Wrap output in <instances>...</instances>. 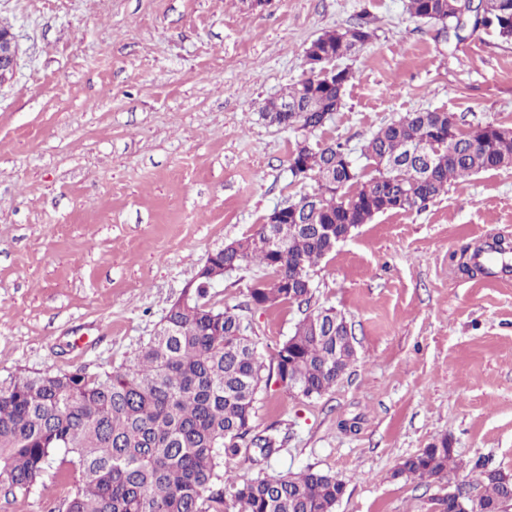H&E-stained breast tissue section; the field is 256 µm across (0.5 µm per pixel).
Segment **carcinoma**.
I'll list each match as a JSON object with an SVG mask.
<instances>
[{"instance_id": "carcinoma-1", "label": "carcinoma", "mask_w": 512, "mask_h": 512, "mask_svg": "<svg viewBox=\"0 0 512 512\" xmlns=\"http://www.w3.org/2000/svg\"><path fill=\"white\" fill-rule=\"evenodd\" d=\"M408 11L430 17L455 37L469 28L493 27L512 41V0H485L483 13L464 0H408ZM368 23L327 31L315 47L326 60L347 59L368 43ZM349 68L316 74L266 102L263 116L284 128L313 132L340 108ZM453 128L451 145L425 170L410 155ZM361 155L401 163L394 172L376 171L362 181L340 143L313 149L297 143L289 160L312 159L317 189L283 207L274 225L279 249L263 245L265 225L210 255L194 287L169 307L165 323L140 347L123 372L90 376L81 369L19 375L0 384V479L26 492L53 464L78 466V485L66 512H224L231 497L237 512H334L346 484L312 471L239 483L229 463L266 457L276 445L271 434L254 432L256 394L266 367L239 316L208 305V285L224 278V267L256 263L265 274L248 289L256 306L291 305L302 310L293 336L278 348L276 377L293 376L302 396L319 397L336 386L356 361L346 341V318L333 308L310 309L312 271L325 258L328 237L356 229L389 211L385 198H406L403 211L421 210L448 191V183L489 169L512 167V140L496 126L458 127L443 111L408 112L380 128ZM356 187L351 192L349 188ZM456 464L448 440L400 462L394 475L420 482L448 480ZM479 498L494 503L512 493L494 470L480 472Z\"/></svg>"}]
</instances>
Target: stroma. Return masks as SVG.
Here are the masks:
<instances>
[{
	"label": "stroma",
	"mask_w": 512,
	"mask_h": 512,
	"mask_svg": "<svg viewBox=\"0 0 512 512\" xmlns=\"http://www.w3.org/2000/svg\"><path fill=\"white\" fill-rule=\"evenodd\" d=\"M368 22L341 107L311 134L269 124L265 103L307 71L328 30ZM19 65L0 83V384L18 374L128 368L209 255L313 192L297 142L359 154L381 126L438 109L512 128V43L492 29L440 34L407 0H0ZM512 240V168L482 171L421 211L361 225L315 267L312 308L352 327L357 360L322 396L261 386L257 430L280 446L237 481L312 469L346 483L335 512H428L438 491L395 477L447 440L512 474V281L462 273L465 248ZM242 267L211 306L238 315L265 366L300 317L255 307ZM78 471L0 512H64Z\"/></svg>",
	"instance_id": "35a3bbf8"
}]
</instances>
